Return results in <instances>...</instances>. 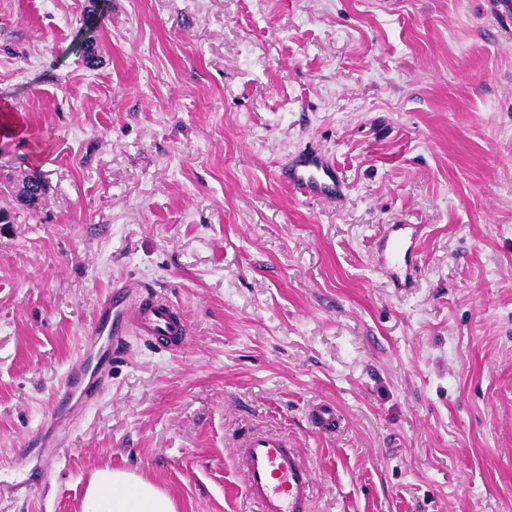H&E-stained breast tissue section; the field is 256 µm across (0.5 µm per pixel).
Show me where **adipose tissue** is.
I'll return each instance as SVG.
<instances>
[{
  "instance_id": "adipose-tissue-1",
  "label": "adipose tissue",
  "mask_w": 512,
  "mask_h": 512,
  "mask_svg": "<svg viewBox=\"0 0 512 512\" xmlns=\"http://www.w3.org/2000/svg\"><path fill=\"white\" fill-rule=\"evenodd\" d=\"M81 512H176L172 497L134 474L96 471L86 488Z\"/></svg>"
}]
</instances>
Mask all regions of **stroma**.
I'll return each instance as SVG.
<instances>
[{
  "label": "stroma",
  "mask_w": 512,
  "mask_h": 512,
  "mask_svg": "<svg viewBox=\"0 0 512 512\" xmlns=\"http://www.w3.org/2000/svg\"><path fill=\"white\" fill-rule=\"evenodd\" d=\"M99 63L87 67V44ZM0 512H80L109 467L177 512H249L231 448L274 429L315 512H512V19L497 0H0ZM40 161H33L35 148ZM325 152L344 200L276 172ZM419 224L392 286L374 245ZM165 291L55 420L101 300ZM318 404L341 425L318 429ZM40 177L42 178L41 174ZM40 177H29L27 179H23L21 181H15L13 177L6 176L4 178V182L0 183V193H8L12 197H21L26 194L31 199H36V202H32L27 205V209H34L39 205V202L42 196L45 194L47 189V184ZM35 178L36 180H33ZM112 288L108 303L101 308L85 336L86 342L100 345V355L90 373L83 363L75 362L64 385L65 399L79 393L78 408L95 403L99 390L111 378L112 359L129 348L132 338L164 344L172 351L180 350L187 339L183 311L161 292L146 287L132 291L127 285Z\"/></svg>",
  "instance_id": "obj_1"
}]
</instances>
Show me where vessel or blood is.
Masks as SVG:
<instances>
[{"mask_svg":"<svg viewBox=\"0 0 512 512\" xmlns=\"http://www.w3.org/2000/svg\"><path fill=\"white\" fill-rule=\"evenodd\" d=\"M280 181L310 198L336 200L344 194V181L335 165L319 153L295 156L279 171ZM412 241L396 228L384 241V266L398 272L409 262ZM183 311L160 292L128 286L113 287L87 332L88 343L100 355L91 368L74 363L64 385L65 395H78L81 405L95 403L99 390L111 377L112 361L129 348L131 339L163 344L180 350L187 339ZM250 512H313L316 475L297 449L279 434L248 436L234 451Z\"/></svg>","mask_w":512,"mask_h":512,"instance_id":"vessel-or-blood-1","label":"vessel or blood"}]
</instances>
